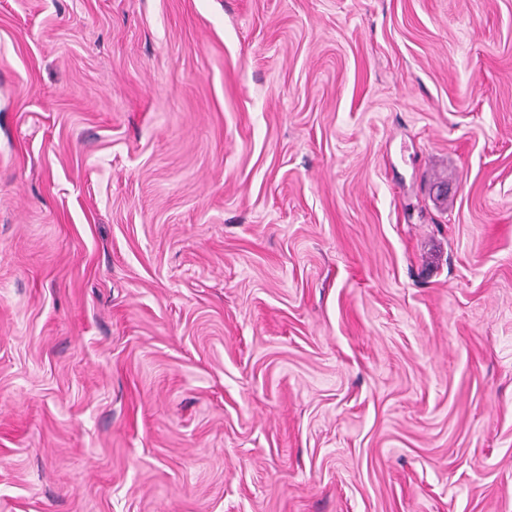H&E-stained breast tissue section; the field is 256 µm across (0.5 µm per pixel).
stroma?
<instances>
[{"label": "stroma", "instance_id": "35a3bbf8", "mask_svg": "<svg viewBox=\"0 0 512 512\" xmlns=\"http://www.w3.org/2000/svg\"><path fill=\"white\" fill-rule=\"evenodd\" d=\"M0 512H512V0H0Z\"/></svg>", "mask_w": 512, "mask_h": 512}]
</instances>
